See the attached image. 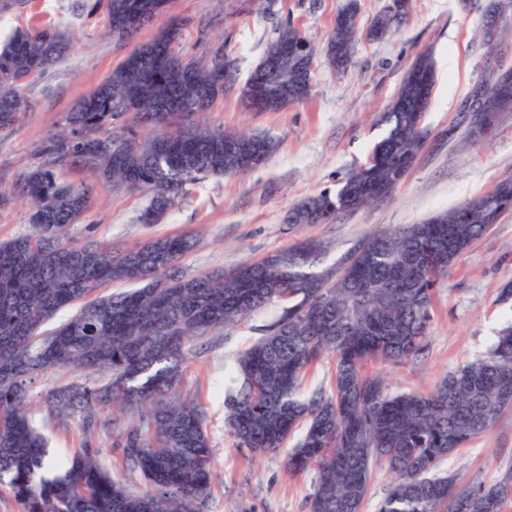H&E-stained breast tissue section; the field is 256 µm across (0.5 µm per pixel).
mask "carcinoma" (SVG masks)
Here are the masks:
<instances>
[{"mask_svg":"<svg viewBox=\"0 0 512 512\" xmlns=\"http://www.w3.org/2000/svg\"><path fill=\"white\" fill-rule=\"evenodd\" d=\"M402 2L401 9L372 20V40L385 39L402 24L412 0ZM159 5L161 0H108L110 27L128 12ZM359 31L352 2L336 15L330 67L351 64ZM143 49L118 64L47 141L48 161L34 167L20 189L30 202L32 231L0 242V491L22 512H200L211 494L214 450L202 411L177 394L184 347L210 330L278 307L276 320L239 356L225 390L236 446L264 456L305 424L285 466L294 476L313 472L309 512H361L379 467L394 481L377 512H503L512 501L511 469L492 482L462 484L436 468L512 407V323L486 352L458 365L427 393L395 391L384 377L367 373L365 363L401 365L423 353L439 280L512 204V177L436 213L438 224L376 229L358 245L366 257L349 268L347 256L320 268L327 246L309 240L231 271L196 276L180 267L194 247L189 232L123 253L109 243L79 244L70 227L87 210L88 190L66 179V165L94 170L104 188L149 194L140 220L154 224L186 186L245 173L225 144L243 145L260 164L274 148L267 136L201 123L196 79L178 66L146 76ZM66 50L64 37L53 29H17L0 47V129L13 124L20 107H29L22 93L29 77ZM304 57L315 58L312 42L292 23L279 27L260 60L280 74L268 87L273 101L262 111L278 112L295 101L298 85L312 79L299 64ZM195 66L216 71L213 98L242 90L228 54ZM433 81L434 60L424 51L378 116L383 133L366 161L336 192L322 191L290 210L288 223L330 222L339 212L372 204L373 186L396 188L421 149L412 100ZM485 84V109L498 116L512 112V91L503 96L495 81ZM170 96L182 98L186 112L164 127L155 109ZM448 248V264L432 259ZM110 282L137 288L93 297ZM80 300L84 304L73 316L43 331ZM326 358L329 390L304 395V377ZM56 368L108 377L104 386L52 391L47 415L76 419L88 430L101 411L116 405L132 411L117 447L144 482L143 491L134 493L112 477L90 449L66 459L50 454L29 420L28 405L30 384Z\"/></svg>","mask_w":512,"mask_h":512,"instance_id":"obj_1","label":"carcinoma"}]
</instances>
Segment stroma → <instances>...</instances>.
<instances>
[{
	"label": "stroma",
	"mask_w": 512,
	"mask_h": 512,
	"mask_svg": "<svg viewBox=\"0 0 512 512\" xmlns=\"http://www.w3.org/2000/svg\"><path fill=\"white\" fill-rule=\"evenodd\" d=\"M348 0H175L135 36L114 35L107 0H0V38L20 28L47 26L62 32L70 50L24 86L32 108L0 129V241L29 231V205L19 194L28 171L43 159L42 148L60 130L68 112L107 75L149 40L170 17L183 24L177 47L198 60L224 44L235 58L239 80H247L282 23L293 22L325 47L337 13ZM480 0H414L401 27L381 41L359 40L354 64L345 73L316 61L311 96L279 112L246 111L237 94L216 99L204 115L208 126L271 137L275 149L264 164L244 175L209 178L190 185L159 223L144 224L149 203L143 192L104 189L94 170H68L71 181L90 190L87 210L70 234L80 243L107 242L119 251L183 232L195 233V248L181 261L185 274L231 270L247 261L304 240L328 245L330 267L376 226L417 224L491 191L512 177V113L479 145H469L452 128L473 87L512 69V39L497 47L480 37ZM432 51L437 71L433 101L424 121L423 146L404 180L384 202L339 214L333 222L290 225L289 210L335 188L362 164L382 134L375 123L386 110L418 53ZM512 282V210L465 252L443 278L435 296L425 355L400 366L369 363L385 372L398 390L426 392L463 361L486 351L493 336L512 320V304L498 300ZM276 309L255 313L235 326L213 330L186 346L180 394L204 413L214 457L213 490L203 512H308L312 476L289 475L284 453L258 457L235 447L224 425V386L235 375L241 352L263 334ZM83 373L59 369L32 387L29 415L61 458L97 451L101 464L121 479L128 464L114 441L131 413L103 412L106 431L86 433L78 422L49 418L44 397L53 388L84 381ZM512 467V409L451 457L441 471L467 483L499 478Z\"/></svg>",
	"instance_id": "obj_1"
}]
</instances>
